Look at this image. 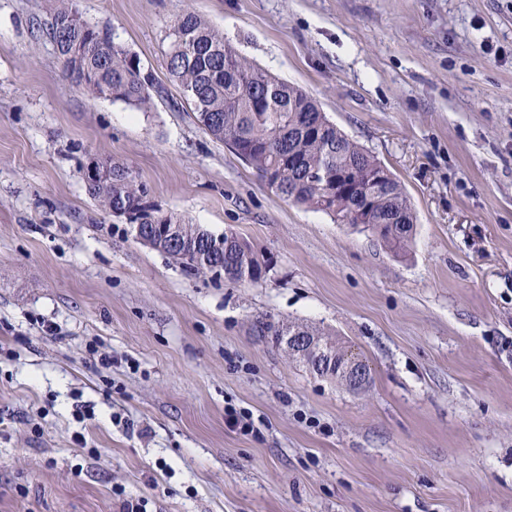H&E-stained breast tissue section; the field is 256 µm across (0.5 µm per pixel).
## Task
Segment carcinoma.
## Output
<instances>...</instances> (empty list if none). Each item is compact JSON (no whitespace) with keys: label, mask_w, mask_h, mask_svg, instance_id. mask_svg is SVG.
<instances>
[{"label":"carcinoma","mask_w":512,"mask_h":512,"mask_svg":"<svg viewBox=\"0 0 512 512\" xmlns=\"http://www.w3.org/2000/svg\"><path fill=\"white\" fill-rule=\"evenodd\" d=\"M72 0H59L46 35L62 57L73 86L121 101L143 112L163 93L137 56L114 42L108 28L76 19ZM167 72L190 101L199 125L255 169L282 199L321 211L343 224L362 225L386 245L408 247L414 210L400 182L380 161L332 124L310 95L269 75L224 41L206 20L187 11L172 22ZM108 174L87 185L103 209L136 215L139 242L147 241L188 272L207 268L238 282H259L267 260L235 233L213 235L196 224L147 204L148 191L129 167L106 160ZM153 224L181 227L180 245L158 246ZM254 335L316 336L331 352L360 360L335 335L307 325L287 324L265 312L251 323Z\"/></svg>","instance_id":"1"}]
</instances>
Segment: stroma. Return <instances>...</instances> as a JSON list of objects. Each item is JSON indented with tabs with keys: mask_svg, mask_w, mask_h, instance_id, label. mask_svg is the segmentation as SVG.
<instances>
[{
	"mask_svg": "<svg viewBox=\"0 0 512 512\" xmlns=\"http://www.w3.org/2000/svg\"><path fill=\"white\" fill-rule=\"evenodd\" d=\"M73 4L164 92L143 112L77 89L55 0H0V512H512V0ZM187 11L401 182L406 251L283 200L204 132L166 69ZM96 158L233 230L265 277L138 243L86 191ZM267 311L337 334L368 388L253 336Z\"/></svg>",
	"mask_w": 512,
	"mask_h": 512,
	"instance_id": "stroma-1",
	"label": "stroma"
}]
</instances>
